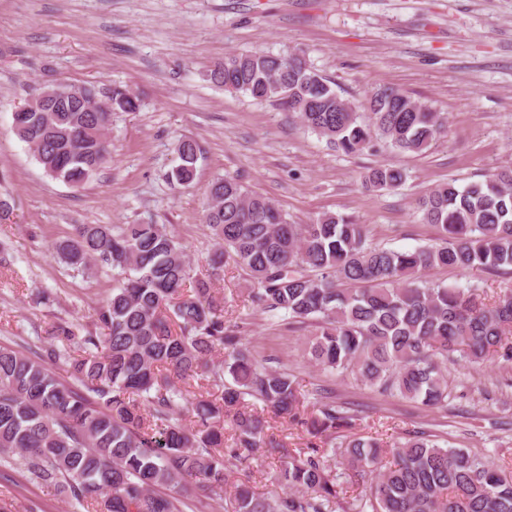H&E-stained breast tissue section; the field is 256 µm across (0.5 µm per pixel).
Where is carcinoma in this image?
Masks as SVG:
<instances>
[{
  "instance_id": "obj_1",
  "label": "carcinoma",
  "mask_w": 512,
  "mask_h": 512,
  "mask_svg": "<svg viewBox=\"0 0 512 512\" xmlns=\"http://www.w3.org/2000/svg\"><path fill=\"white\" fill-rule=\"evenodd\" d=\"M210 77L293 113L348 155L378 142L423 155L447 135L446 117L393 87L370 95L363 118L299 52L229 53ZM83 90L63 112H19L13 124L46 175L73 188L106 163L112 113L141 105L126 86H112L110 96L92 84ZM176 151L170 180L189 185L200 147L183 138ZM406 177L379 165L362 181L389 191ZM208 197L214 248L202 278H193L185 247L164 224H76L55 243L61 264L117 269L122 282L105 291L98 330L80 336L58 322L36 360L0 345V456L91 512H181L177 494L189 490L229 494L227 512H512V473L421 431L384 443L345 437L342 472L331 463L333 448L290 452L247 399L313 436L334 434L353 416L322 389L304 390L294 371L258 360L242 336L255 312L304 325L321 370L427 408L447 406L449 358L512 363V292L488 299L426 276L512 268V166L431 188L417 209L441 235L406 251L373 244L367 225L346 215L290 222L229 174L211 183ZM230 261L252 280L250 312L234 317L224 316L211 288ZM58 340L85 353L71 363V382L48 367L68 356ZM176 378L207 381L221 394L194 398ZM275 456L274 479L286 491L259 496L244 480L230 481L233 468ZM348 481L366 483L364 494L341 499Z\"/></svg>"
}]
</instances>
